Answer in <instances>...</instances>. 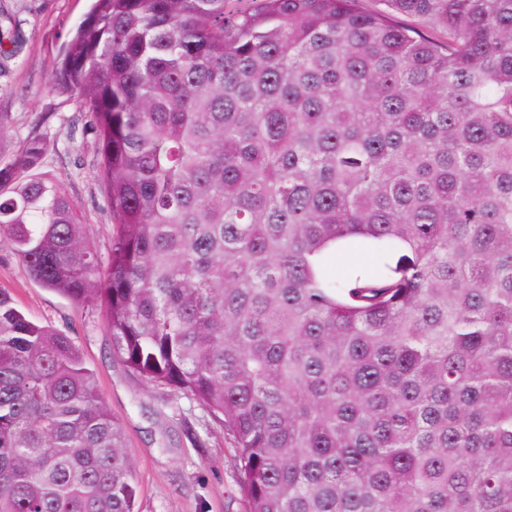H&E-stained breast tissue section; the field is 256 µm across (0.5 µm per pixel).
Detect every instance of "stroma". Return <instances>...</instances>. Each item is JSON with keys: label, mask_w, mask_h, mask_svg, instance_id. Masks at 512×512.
I'll use <instances>...</instances> for the list:
<instances>
[{"label": "stroma", "mask_w": 512, "mask_h": 512, "mask_svg": "<svg viewBox=\"0 0 512 512\" xmlns=\"http://www.w3.org/2000/svg\"><path fill=\"white\" fill-rule=\"evenodd\" d=\"M90 0H0V155H19L46 136L43 169L79 205L87 238L108 253L113 233L97 136L75 100L50 88L63 34ZM0 288L31 319L72 338L93 371L136 466L137 512H248L235 443L222 422L192 397L133 373L112 350L103 307L74 308L42 288L0 248Z\"/></svg>", "instance_id": "1"}]
</instances>
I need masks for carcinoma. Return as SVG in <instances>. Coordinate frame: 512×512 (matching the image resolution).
<instances>
[{"instance_id": "carcinoma-1", "label": "carcinoma", "mask_w": 512, "mask_h": 512, "mask_svg": "<svg viewBox=\"0 0 512 512\" xmlns=\"http://www.w3.org/2000/svg\"><path fill=\"white\" fill-rule=\"evenodd\" d=\"M359 2L92 0L53 85L107 260L37 137L0 244L223 422L249 512H512V0ZM358 242L380 267L338 276ZM135 497L79 349L0 289V512Z\"/></svg>"}]
</instances>
